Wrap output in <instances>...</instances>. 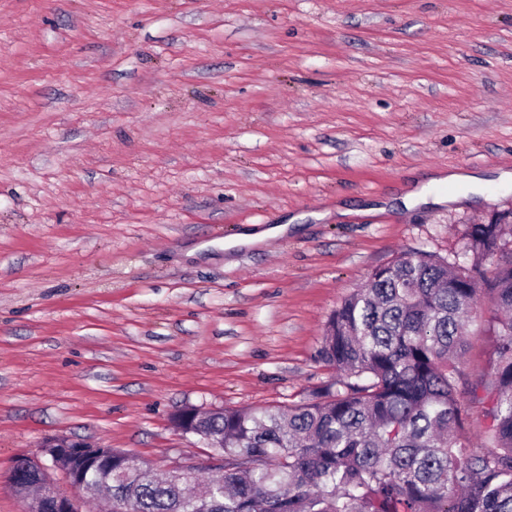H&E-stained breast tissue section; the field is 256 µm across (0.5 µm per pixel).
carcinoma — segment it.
I'll return each instance as SVG.
<instances>
[{
  "mask_svg": "<svg viewBox=\"0 0 512 512\" xmlns=\"http://www.w3.org/2000/svg\"><path fill=\"white\" fill-rule=\"evenodd\" d=\"M511 237V224H470L466 265L418 250L375 269L326 322L320 357L339 380L287 409L185 418L224 440V473L198 491L113 449L112 500L123 512H512V262L481 289L473 276ZM483 289L500 345L472 393L492 447L466 454L456 360Z\"/></svg>",
  "mask_w": 512,
  "mask_h": 512,
  "instance_id": "1",
  "label": "carcinoma"
}]
</instances>
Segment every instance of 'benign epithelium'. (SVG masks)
I'll list each match as a JSON object with an SVG mask.
<instances>
[{"label":"benign epithelium","instance_id":"obj_1","mask_svg":"<svg viewBox=\"0 0 512 512\" xmlns=\"http://www.w3.org/2000/svg\"><path fill=\"white\" fill-rule=\"evenodd\" d=\"M44 453L52 466L65 474L72 488L84 498L101 489L112 491V483L96 487L86 486V477L95 469L112 473V449L93 446L81 439L56 436L42 443ZM11 487L24 504V512H81L78 498L58 489L52 480L49 467L40 460L28 457L23 470L12 471Z\"/></svg>","mask_w":512,"mask_h":512}]
</instances>
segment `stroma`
I'll use <instances>...</instances> for the list:
<instances>
[{"mask_svg": "<svg viewBox=\"0 0 512 512\" xmlns=\"http://www.w3.org/2000/svg\"><path fill=\"white\" fill-rule=\"evenodd\" d=\"M503 170L512 0H0V512L46 438L164 474L217 459L182 409L312 400L330 314L512 209ZM451 172L480 197L391 208ZM480 303L457 441L483 451Z\"/></svg>", "mask_w": 512, "mask_h": 512, "instance_id": "stroma-1", "label": "stroma"}]
</instances>
